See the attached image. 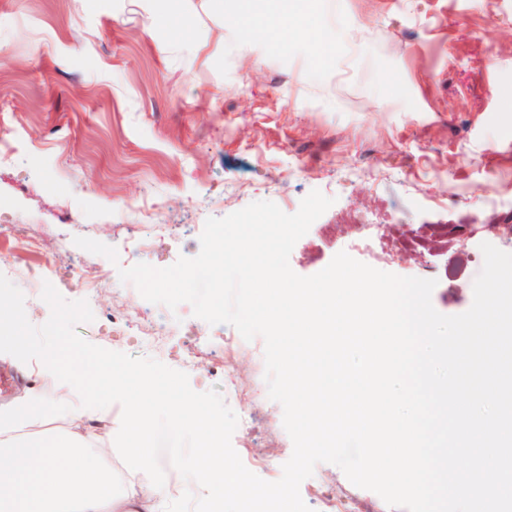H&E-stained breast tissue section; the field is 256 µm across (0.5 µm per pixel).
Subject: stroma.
Returning <instances> with one entry per match:
<instances>
[{"instance_id":"stroma-1","label":"stroma","mask_w":512,"mask_h":512,"mask_svg":"<svg viewBox=\"0 0 512 512\" xmlns=\"http://www.w3.org/2000/svg\"><path fill=\"white\" fill-rule=\"evenodd\" d=\"M237 0H0V141L18 142L0 165V225L23 224L44 240L25 254L0 238V274L22 285L47 271L67 300L84 279L109 275L90 304L86 341L184 371L193 390L250 391L264 341L232 362V325L204 327L190 304L169 310L118 287L117 267L77 247L88 237L123 249L152 203L166 231L151 263L166 267L200 251L208 218L268 200L294 213L317 190L332 205L295 244L302 276L324 269L358 224L378 225L374 268L436 280L435 309L467 311L476 274L461 247H413L429 224L479 213L484 236L512 253V0H252L260 19L290 9L293 21L355 26V46L332 56L309 42L253 43ZM496 17L487 26V14ZM501 198L486 207L485 195ZM409 249H402V242ZM130 327L115 335L111 315ZM36 362L0 355L15 379L0 404L52 383ZM255 431L234 432L240 458L287 462L293 443L283 409L262 400ZM395 512L331 463L300 486L312 512L321 492Z\"/></svg>"}]
</instances>
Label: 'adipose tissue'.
I'll use <instances>...</instances> for the list:
<instances>
[{
    "label": "adipose tissue",
    "instance_id": "1",
    "mask_svg": "<svg viewBox=\"0 0 512 512\" xmlns=\"http://www.w3.org/2000/svg\"><path fill=\"white\" fill-rule=\"evenodd\" d=\"M124 385L123 374L115 373L95 399L83 394L73 369L62 375L56 398L33 389L0 405V512H162L174 478L194 498L229 497L247 512L241 475L223 460L216 421L200 412L189 392L160 407L145 401L128 406L122 432L131 445L130 459L151 478L133 490L113 487L112 472L103 464L106 451L93 446L88 423L111 417ZM61 416L69 422V434L47 443L40 436L42 427ZM162 418L190 426L198 447L170 470L147 448Z\"/></svg>",
    "mask_w": 512,
    "mask_h": 512
}]
</instances>
